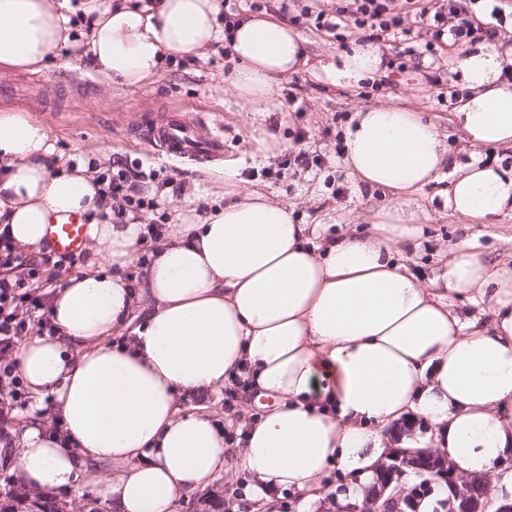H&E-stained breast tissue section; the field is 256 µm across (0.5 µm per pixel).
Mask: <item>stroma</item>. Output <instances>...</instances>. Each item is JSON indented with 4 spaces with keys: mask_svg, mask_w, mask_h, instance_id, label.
I'll return each mask as SVG.
<instances>
[{
    "mask_svg": "<svg viewBox=\"0 0 512 512\" xmlns=\"http://www.w3.org/2000/svg\"><path fill=\"white\" fill-rule=\"evenodd\" d=\"M223 3L221 15L232 21L263 13L289 24L311 0ZM425 5L429 14L422 18L406 0H395L402 23L379 43L383 58L392 65L353 86L332 84L322 67L338 61L352 44L363 42L364 31L348 18L333 30L296 24L305 40L308 62L279 78L268 112L252 111L238 97L230 82L234 63L220 47L200 60L173 58L153 83L139 88L100 77L83 53L75 50L68 54L65 67L53 60L36 73L1 69L0 83H14L20 93L0 95V108L24 112L40 121L54 138L61 158L102 149L108 154L101 163L103 169H111L117 162L144 172L140 195L155 199L158 207L138 211L142 223L172 224L180 212L190 208L206 213L237 200L240 190L247 188L287 204L295 222L310 225L312 240L319 243L351 231L371 233L375 212L390 200L388 193L359 184L345 166L341 145L350 119L367 105L406 106L437 126L450 160L440 181L414 194L415 204L427 211L428 218L414 225L409 242L395 255L396 261L425 281L440 272L443 255L463 239L490 260L512 258L511 211L473 224L452 214L446 205L443 191L454 165L477 158L508 169L512 167V148L472 145L452 122L457 97L465 91L457 59L474 43L468 40L451 46L435 40L431 15L447 12L448 0H425ZM174 109L184 120L223 127V161L173 162L155 145L132 137V130L145 116L160 118ZM301 153L306 162L298 161ZM326 483L334 496L318 507L303 504L293 491L275 492L278 512H335L336 496L347 494L352 481L334 469ZM207 497L219 499L224 512H262L241 472L197 491L181 512H202Z\"/></svg>",
    "mask_w": 512,
    "mask_h": 512,
    "instance_id": "obj_1",
    "label": "stroma"
}]
</instances>
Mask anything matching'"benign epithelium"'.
Returning a JSON list of instances; mask_svg holds the SVG:
<instances>
[{"instance_id": "obj_1", "label": "benign epithelium", "mask_w": 512, "mask_h": 512, "mask_svg": "<svg viewBox=\"0 0 512 512\" xmlns=\"http://www.w3.org/2000/svg\"><path fill=\"white\" fill-rule=\"evenodd\" d=\"M417 473L432 472L448 489L443 506L449 512H512V498L496 500L492 497V486L484 478L462 479L457 476L448 462V458L432 449L396 450L381 465L376 480L366 490L362 503L337 505L336 512H387L388 502L395 500L406 510L412 507L415 494L406 493L399 482L407 470ZM479 485L486 489L484 493H475L473 487Z\"/></svg>"}]
</instances>
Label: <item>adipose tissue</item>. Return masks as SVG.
Masks as SVG:
<instances>
[{"label":"adipose tissue","instance_id":"adipose-tissue-1","mask_svg":"<svg viewBox=\"0 0 512 512\" xmlns=\"http://www.w3.org/2000/svg\"><path fill=\"white\" fill-rule=\"evenodd\" d=\"M220 11V0H104L80 31L71 0H0V68L36 72L82 46L102 77L139 88L167 57L199 58L227 38L239 98L267 105L277 78L306 64L304 39L264 15L226 30ZM506 62L492 44L459 60L468 93L453 121L474 144L512 147ZM381 66L378 48L357 44L324 72L350 86ZM344 144L358 182L401 198L377 211L373 233L311 245L309 225L249 191L204 217L180 213L131 280L123 270L140 252L144 224L116 223L90 158L49 165L48 129L0 110V222L16 245L37 251L53 217L80 214L92 249L84 273L54 290L53 335L14 355L33 403L6 461L25 490L96 484L113 512H179L234 463L266 507H275L276 489L316 504L331 468L372 480L387 426L413 413L433 425L456 473L493 475L512 494V471L499 468L512 453V264L490 262L466 240L426 284L394 261V247L426 217L412 193L449 162L421 114L364 108ZM445 197L474 221L512 210V168L456 166ZM454 298L476 314L451 309ZM116 330L127 333L117 346L109 342ZM230 384L261 402L233 444L207 406H178ZM48 408L57 428L43 421Z\"/></svg>","mask_w":512,"mask_h":512}]
</instances>
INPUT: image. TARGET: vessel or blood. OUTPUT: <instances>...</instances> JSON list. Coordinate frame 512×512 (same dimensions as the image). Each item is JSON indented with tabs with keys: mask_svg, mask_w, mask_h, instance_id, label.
Here are the masks:
<instances>
[{
	"mask_svg": "<svg viewBox=\"0 0 512 512\" xmlns=\"http://www.w3.org/2000/svg\"><path fill=\"white\" fill-rule=\"evenodd\" d=\"M142 136L154 142L168 157L212 158L223 155L224 135L221 129L178 118H163L146 124ZM47 238L51 252L58 256L76 257L86 246V224L82 216L72 214L60 223L50 225Z\"/></svg>",
	"mask_w": 512,
	"mask_h": 512,
	"instance_id": "b4317fda",
	"label": "vessel or blood"
}]
</instances>
